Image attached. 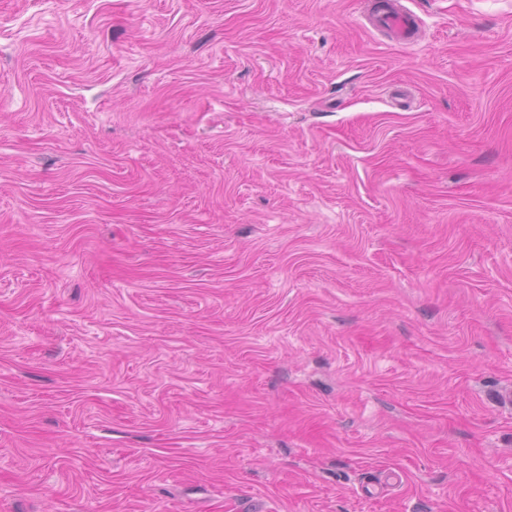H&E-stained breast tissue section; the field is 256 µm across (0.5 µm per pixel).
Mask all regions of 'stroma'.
Instances as JSON below:
<instances>
[{"label": "stroma", "mask_w": 512, "mask_h": 512, "mask_svg": "<svg viewBox=\"0 0 512 512\" xmlns=\"http://www.w3.org/2000/svg\"><path fill=\"white\" fill-rule=\"evenodd\" d=\"M0 0V512H512V0ZM375 21L391 31L395 32L398 37L404 41H411L415 34V23L413 12L401 5L396 7L393 2L383 0L376 3Z\"/></svg>", "instance_id": "1"}]
</instances>
